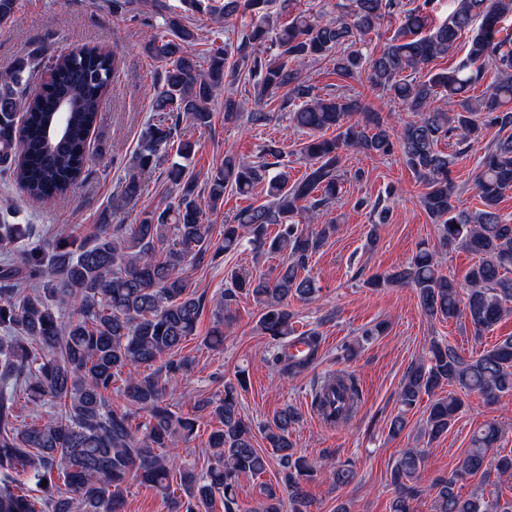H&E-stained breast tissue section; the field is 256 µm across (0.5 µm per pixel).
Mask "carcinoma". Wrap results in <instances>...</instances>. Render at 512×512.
<instances>
[{
    "instance_id": "obj_1",
    "label": "carcinoma",
    "mask_w": 512,
    "mask_h": 512,
    "mask_svg": "<svg viewBox=\"0 0 512 512\" xmlns=\"http://www.w3.org/2000/svg\"><path fill=\"white\" fill-rule=\"evenodd\" d=\"M435 2L350 0L334 18L300 11L283 22L269 11L270 0H224L220 6L183 0L197 13L228 18L242 11L252 17L237 40L211 49L203 62L186 51L194 32L184 25V16L172 12L164 18L165 33L144 45L149 57L164 64L154 115L116 194L118 202L142 196L141 173L156 169L169 151L185 160L195 155L196 142L182 133V120L211 127V104L224 91L229 61L231 72L252 82L253 100L224 96V123L245 116L263 126L270 121L265 108L281 95L280 107L289 109L290 121L310 131L298 148L308 172L288 183L287 154L275 144L256 162L227 152L203 193L185 166L173 162L168 178L177 194L163 209L143 211L133 224H99L50 250L28 244L30 225L0 221L5 255L0 262V512H125L124 493L132 480L169 500L171 512H211L217 495L224 498V512H313L306 486L325 472L331 458L297 454L290 440L300 420L297 410L282 408L262 428L282 469L285 495L263 485L258 507L242 510L236 495L241 479L258 478L269 465L241 414L243 372L225 380L223 390L211 397L193 399L197 413L217 421L207 440L211 461L202 473L171 453L178 443L195 438L199 416L182 414L169 398L192 364L182 349L195 335L204 304L185 270L208 252L216 261L250 245L280 261L272 277L230 272V287L216 302L205 344L224 343V323L244 293L260 309L256 330L273 346V364L281 375L295 377L316 362L322 337L314 329L296 333L288 301L315 298L309 262L334 225L313 232L296 218L314 221L336 200L347 150L399 153L425 186L421 203L436 224L440 247L463 249L476 258L459 282L443 273L436 249L423 245L406 266L370 276L368 287L413 288L427 318L468 323L476 336L512 313V219L499 209L512 190V134L482 156L475 176L481 208L474 210L459 205L461 186L451 177L454 156L439 148L453 138L464 151L488 127L512 129V33L501 26L512 16V0H454L452 13L437 25L431 22ZM395 18L398 24L382 50L365 55V38ZM466 31L469 48L455 67L426 79L414 77L453 51ZM321 58L331 59L344 81L334 93L321 95L301 77L306 61ZM120 66L116 53L82 46L50 62L31 92L21 86L22 69L1 77L0 178L34 202L65 197L90 161L88 138ZM362 80L399 101L412 119L395 130L382 113L363 107L348 94L351 83ZM447 98L458 101L457 111L438 105ZM60 101L68 108L62 127L56 112ZM260 184L265 202L237 211L224 225L221 242L211 245L203 212L215 211L228 187L248 196ZM272 224L278 226L273 236ZM296 342L305 346L299 356L290 352ZM114 390L123 398L121 407H112ZM472 392L488 401L512 394L511 335L468 359L449 342L431 341L427 356L412 363L404 377L398 392L403 409L390 423L391 434L406 429V413L426 394L433 400L420 434L438 439L463 408L461 395ZM361 400L357 377L338 370L317 383L312 405L329 425L340 426L357 413ZM28 408L48 412L28 422L22 418ZM142 413L146 422L134 423ZM502 435L494 420L473 431L456 469L433 484L434 512H512V504L462 493L466 480L490 469L500 479H512V451H496ZM424 462L420 448L404 450L395 462L391 512H411L410 501L421 494L417 479ZM330 475L339 488L350 485L356 472L345 464Z\"/></svg>"
}]
</instances>
